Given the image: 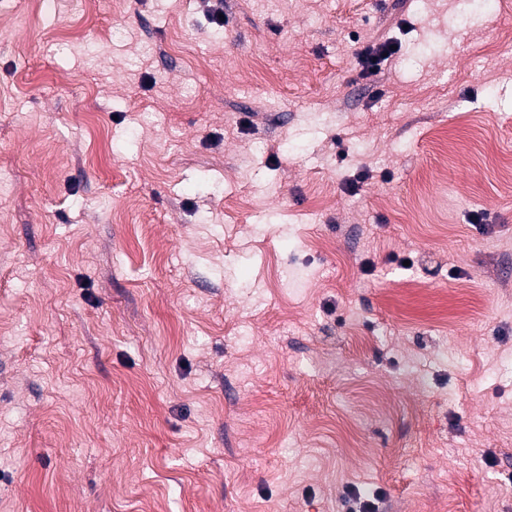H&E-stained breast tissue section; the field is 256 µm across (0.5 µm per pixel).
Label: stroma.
<instances>
[{"label":"stroma","mask_w":512,"mask_h":512,"mask_svg":"<svg viewBox=\"0 0 512 512\" xmlns=\"http://www.w3.org/2000/svg\"><path fill=\"white\" fill-rule=\"evenodd\" d=\"M352 486L512 512V0H0V512ZM393 46H397V49H393ZM398 51V43L391 39L375 46L366 47L361 54V62L365 67L363 73H378L382 63L397 54ZM384 53H387V56H384Z\"/></svg>","instance_id":"1"}]
</instances>
